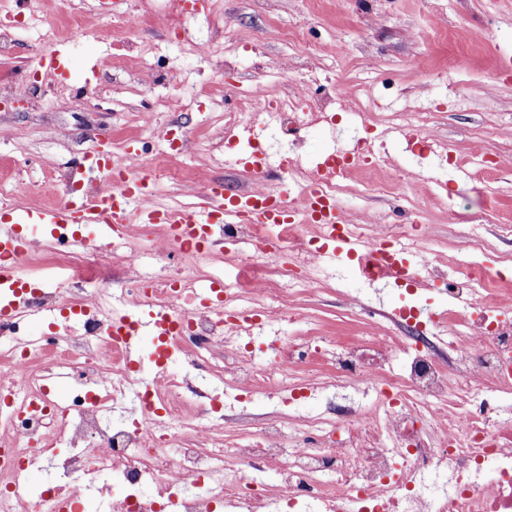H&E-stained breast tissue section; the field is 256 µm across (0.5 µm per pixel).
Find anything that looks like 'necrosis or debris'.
Listing matches in <instances>:
<instances>
[{
	"instance_id": "1",
	"label": "necrosis or debris",
	"mask_w": 512,
	"mask_h": 512,
	"mask_svg": "<svg viewBox=\"0 0 512 512\" xmlns=\"http://www.w3.org/2000/svg\"><path fill=\"white\" fill-rule=\"evenodd\" d=\"M256 96L225 115L226 125L263 105L297 129L324 107L301 92ZM307 224L302 213L284 224H228L224 240L272 246L287 259L283 276L300 283L317 244ZM110 253L107 262L97 252L64 257L68 287L31 297L34 309L67 305L74 326L33 339L19 337V323L0 328V512H56L59 488L27 486L29 471L48 468L94 490L97 512H512V433L498 429L491 407L496 387L512 389V317L473 315L493 295L484 268L462 274L469 310L432 320L467 328L447 350L434 337L380 325L336 355L297 337L285 340L280 358L259 363L241 342L251 313H216L181 272L141 275L131 247L114 243ZM112 282L126 305L150 309L163 324L153 379L112 334ZM176 357L184 370L171 369ZM320 358L332 366L323 389L350 387L362 399L299 415L319 428L316 444L289 439L274 419L248 444L225 441V409L244 406L259 381L286 380ZM60 376L71 389L65 401L51 391ZM256 463L275 469L278 482L250 493L243 470ZM327 470L333 483L320 479Z\"/></svg>"
}]
</instances>
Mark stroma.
<instances>
[{
  "label": "stroma",
  "instance_id": "35a3bbf8",
  "mask_svg": "<svg viewBox=\"0 0 512 512\" xmlns=\"http://www.w3.org/2000/svg\"><path fill=\"white\" fill-rule=\"evenodd\" d=\"M0 0V176L30 186L16 207L41 209L74 190L73 163L94 147L144 144L138 175L152 178L149 204L172 208L207 204L214 184L244 191L252 180L225 166L224 115L256 86L277 95L297 88L319 96L347 91L334 111L290 133L270 124L262 142L275 160L265 176L282 189L292 165L310 169L352 140L372 137L381 158L370 174L348 172L341 206L353 224H403L424 260L421 281L359 284L347 269L312 266L308 282H283L281 293L255 305L288 308L295 318L264 326L259 359L274 357L272 340L303 336L312 343H348L395 311L420 315L459 308L461 265L487 262L491 275L512 281V0H210L190 12L184 0ZM85 25L81 42L69 37ZM71 63L67 78L36 69L43 54ZM139 57L138 65L124 61ZM410 114L423 141L354 127L349 113ZM190 138L182 153L158 135ZM447 143L460 165L442 161L424 140ZM417 183L416 195L402 187ZM472 233L485 252L462 242ZM171 260L197 286H233L241 266L278 276L273 257L241 240L226 252ZM270 388L256 387L244 415L228 416L227 440L245 443L270 418Z\"/></svg>",
  "mask_w": 512,
  "mask_h": 512
}]
</instances>
